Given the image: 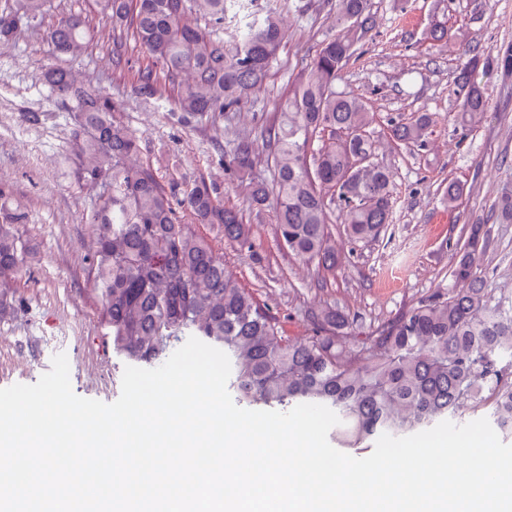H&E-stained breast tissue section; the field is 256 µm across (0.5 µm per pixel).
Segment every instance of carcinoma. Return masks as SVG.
Masks as SVG:
<instances>
[{
    "instance_id": "carcinoma-1",
    "label": "carcinoma",
    "mask_w": 512,
    "mask_h": 512,
    "mask_svg": "<svg viewBox=\"0 0 512 512\" xmlns=\"http://www.w3.org/2000/svg\"><path fill=\"white\" fill-rule=\"evenodd\" d=\"M49 0H14L0 11V43L16 32L36 31ZM112 30H132L145 63L134 70L135 90L166 96L187 122L232 121L265 88L288 40L282 7L255 16L224 38L229 11L246 0H96ZM371 0H334L336 32L318 45L288 99L275 103L278 124L257 134L235 135L227 169L253 168L257 141L267 151L269 182L243 188L246 209L224 206L220 188L199 178L165 183L140 156L135 134L119 107L61 65L46 82L73 109L71 156L77 179L96 195L90 217V264L100 293L112 351L130 366L151 364L194 336L225 352L229 389L248 406L286 409L321 404L341 423L336 443L355 454L371 449L384 433L412 435L441 421L455 422L467 409L486 418L496 433L512 438V289L489 287L479 271L482 226L451 245L448 292L422 299L398 320L363 340L346 342L344 315L320 308L311 332L292 338L254 293L227 269L223 254L185 224H215L224 240L251 246L244 211L263 214L273 202L276 231L299 262L336 267L329 226L341 219L346 238L372 240L388 223L392 174L373 161L374 113L362 98L336 89L350 60L364 54L373 30ZM92 19L68 14L43 31L57 58H78ZM456 72L462 125L484 112L477 81L480 49L469 43ZM512 73V43L494 58ZM394 143L423 150L435 127L428 112L387 118ZM320 145H315V142ZM498 223L512 224V190L501 189ZM25 212H0V293L17 287L36 260L19 231Z\"/></svg>"
}]
</instances>
